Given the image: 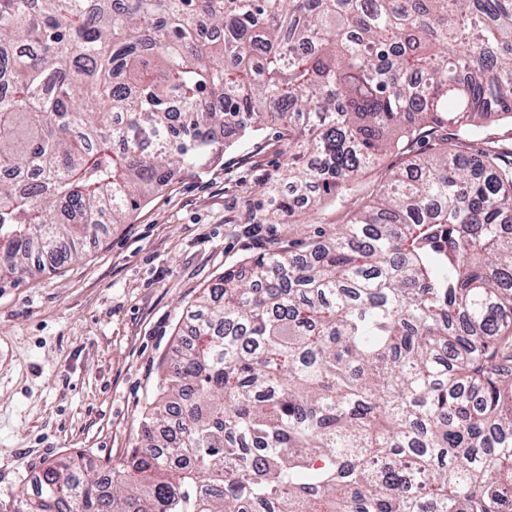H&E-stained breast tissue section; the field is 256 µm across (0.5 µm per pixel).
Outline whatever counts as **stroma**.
<instances>
[{"mask_svg": "<svg viewBox=\"0 0 512 512\" xmlns=\"http://www.w3.org/2000/svg\"><path fill=\"white\" fill-rule=\"evenodd\" d=\"M411 160L387 153L344 201L301 202L288 218L262 190L288 172L271 126L197 174H174L56 271L0 283V504L63 457L94 470L123 462L203 289L225 268L334 232Z\"/></svg>", "mask_w": 512, "mask_h": 512, "instance_id": "stroma-1", "label": "stroma"}]
</instances>
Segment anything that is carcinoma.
I'll list each match as a JSON object with an SVG mask.
<instances>
[{
  "mask_svg": "<svg viewBox=\"0 0 512 512\" xmlns=\"http://www.w3.org/2000/svg\"><path fill=\"white\" fill-rule=\"evenodd\" d=\"M512 0H0V280L269 125L275 210L433 153L224 270L125 464L14 512H512Z\"/></svg>",
  "mask_w": 512,
  "mask_h": 512,
  "instance_id": "1",
  "label": "carcinoma"
}]
</instances>
